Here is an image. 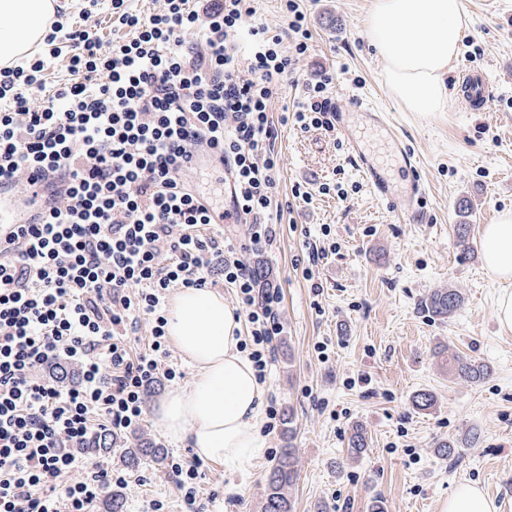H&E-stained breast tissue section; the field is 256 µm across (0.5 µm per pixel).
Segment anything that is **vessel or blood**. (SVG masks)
Masks as SVG:
<instances>
[{
    "label": "vessel or blood",
    "instance_id": "vessel-or-blood-1",
    "mask_svg": "<svg viewBox=\"0 0 512 512\" xmlns=\"http://www.w3.org/2000/svg\"><path fill=\"white\" fill-rule=\"evenodd\" d=\"M459 73L464 84V97L468 108L482 105L490 93L488 83L480 71L460 66ZM337 134L344 140L349 157L361 176L370 184L375 196L383 202L402 201L404 208L400 213L403 221H415L425 198L421 181L414 177V154L397 133L390 132L391 146L389 163H382L372 154L361 137L353 121L355 111H362L368 126L388 130L389 124L385 112L363 109L361 100H353L344 105L331 102ZM399 168L410 174L403 182H393L390 172ZM25 188H13L11 182L0 183V241H8L19 225L43 219L42 195L47 184L46 176L41 172H29L25 175Z\"/></svg>",
    "mask_w": 512,
    "mask_h": 512
}]
</instances>
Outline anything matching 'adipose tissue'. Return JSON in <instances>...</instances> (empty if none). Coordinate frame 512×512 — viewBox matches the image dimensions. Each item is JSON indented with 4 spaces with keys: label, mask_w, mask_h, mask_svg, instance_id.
Masks as SVG:
<instances>
[{
    "label": "adipose tissue",
    "mask_w": 512,
    "mask_h": 512,
    "mask_svg": "<svg viewBox=\"0 0 512 512\" xmlns=\"http://www.w3.org/2000/svg\"><path fill=\"white\" fill-rule=\"evenodd\" d=\"M60 0H0V62L40 49ZM467 14L462 0H371L364 31L384 62L391 93L409 112L442 111L448 74L460 48ZM483 258L502 286L496 317L512 332V211L483 228ZM167 333L194 368L191 380L166 394L153 421L198 459L223 467L230 479L251 475L267 438L268 387L247 352L240 350L241 318L221 292L178 288L167 305Z\"/></svg>",
    "instance_id": "obj_1"
}]
</instances>
